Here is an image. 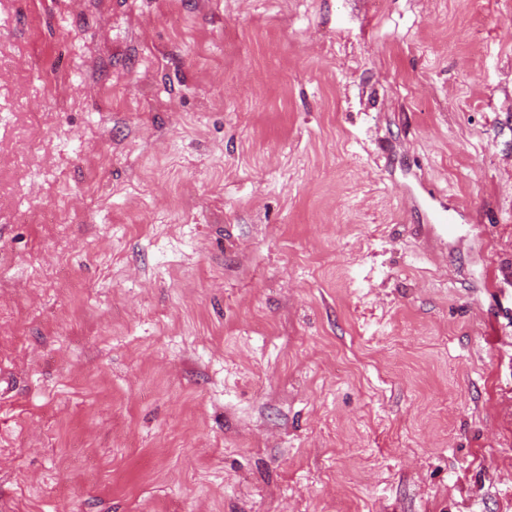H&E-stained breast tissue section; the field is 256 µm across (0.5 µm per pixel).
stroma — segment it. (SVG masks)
I'll return each instance as SVG.
<instances>
[{
    "instance_id": "1",
    "label": "stroma",
    "mask_w": 512,
    "mask_h": 512,
    "mask_svg": "<svg viewBox=\"0 0 512 512\" xmlns=\"http://www.w3.org/2000/svg\"><path fill=\"white\" fill-rule=\"evenodd\" d=\"M0 512H512V0H0Z\"/></svg>"
}]
</instances>
